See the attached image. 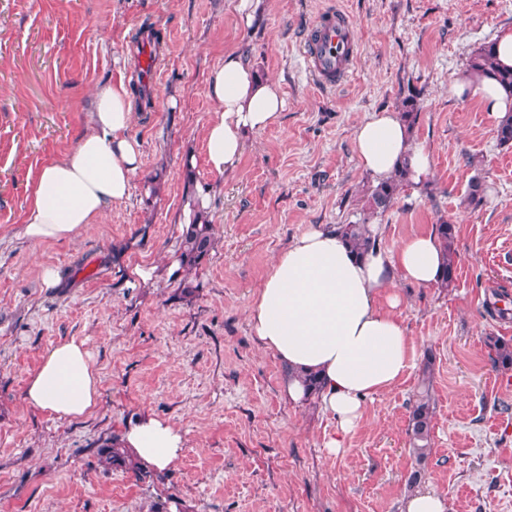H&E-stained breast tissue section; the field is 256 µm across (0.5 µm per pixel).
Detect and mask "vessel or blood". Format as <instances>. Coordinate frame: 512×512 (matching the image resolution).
Masks as SVG:
<instances>
[{
  "instance_id": "b4317fda",
  "label": "vessel or blood",
  "mask_w": 512,
  "mask_h": 512,
  "mask_svg": "<svg viewBox=\"0 0 512 512\" xmlns=\"http://www.w3.org/2000/svg\"><path fill=\"white\" fill-rule=\"evenodd\" d=\"M358 47L353 23L343 11L330 8L319 12L313 20L302 56L313 80L327 88L348 78Z\"/></svg>"
}]
</instances>
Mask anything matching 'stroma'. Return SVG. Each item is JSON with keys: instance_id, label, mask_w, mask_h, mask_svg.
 Masks as SVG:
<instances>
[{"instance_id": "stroma-1", "label": "stroma", "mask_w": 512, "mask_h": 512, "mask_svg": "<svg viewBox=\"0 0 512 512\" xmlns=\"http://www.w3.org/2000/svg\"><path fill=\"white\" fill-rule=\"evenodd\" d=\"M238 2L0 0V512H402L416 470L449 512H512V370L494 368L485 344L512 338V148L497 144V117L450 92L470 53L512 27V0H259L249 20ZM327 8L359 35L353 71L333 89L310 80L299 53ZM152 31L160 75L135 104L142 165L129 199L73 240L30 243L23 218L38 173L89 129L99 85H137L135 45ZM231 51L280 84L286 108L218 175L206 164L217 110L207 79ZM411 95L431 177L377 216L380 245L449 221L458 278L447 290L398 281L412 365L365 403L334 455L323 446L334 422L284 397L285 369L253 335L248 308L293 238L361 222L375 180L352 152L353 129ZM477 173L486 199L472 207ZM199 194L214 247L187 274L182 221ZM48 266L59 287H44ZM70 339L84 342L101 395L89 414L63 419L28 405L24 390ZM428 356L436 412L419 462L407 428ZM146 411L186 446L141 480L98 450Z\"/></svg>"}]
</instances>
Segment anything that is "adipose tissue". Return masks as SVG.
I'll list each match as a JSON object with an SVG mask.
<instances>
[{
	"label": "adipose tissue",
	"instance_id": "ef3b65f1",
	"mask_svg": "<svg viewBox=\"0 0 512 512\" xmlns=\"http://www.w3.org/2000/svg\"><path fill=\"white\" fill-rule=\"evenodd\" d=\"M455 96L474 98L497 117L512 113V93L478 73L461 70ZM218 110L204 133L206 164L219 175L241 160L248 134L278 122L286 107L278 83L260 79L242 54L228 52L208 78ZM134 103L125 85L100 87L91 128L63 159L45 166L27 199L24 235L34 244L70 239L124 203L140 169L141 145L131 135ZM352 149L377 181L407 164L414 182L431 173L428 152L392 110L355 126ZM434 234L416 235L397 250L351 252L334 225L311 226L271 263L248 310L250 327L266 350L289 369L282 391L292 402L306 396L301 374L321 383L318 402L341 432L359 423L365 400L382 396L407 373L413 346L393 309L398 279L430 286L442 269ZM101 378L83 342L57 343L30 373L24 398L59 418H79L97 405ZM120 447L156 470L170 467L185 440L169 421L144 414L128 427Z\"/></svg>",
	"mask_w": 512,
	"mask_h": 512
}]
</instances>
